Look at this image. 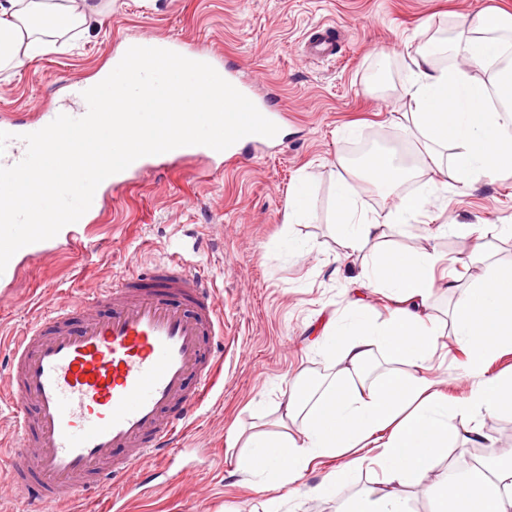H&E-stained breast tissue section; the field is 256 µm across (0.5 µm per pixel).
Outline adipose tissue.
I'll list each match as a JSON object with an SVG mask.
<instances>
[{"mask_svg": "<svg viewBox=\"0 0 512 512\" xmlns=\"http://www.w3.org/2000/svg\"><path fill=\"white\" fill-rule=\"evenodd\" d=\"M111 7L112 0H0V71L54 47L69 31H89ZM447 49L455 61L446 67L436 66L427 48L407 53L404 117L418 148L404 158L386 152L376 162L357 164L363 182L391 194L396 185L443 165L454 187L470 188L512 167V13L499 10L475 22L460 21ZM477 69L489 73V80L476 79ZM425 205V196L399 195L387 210L369 213L360 209L352 183L340 180L336 210L343 244L361 249L383 238L390 225L416 220ZM476 253L487 260L486 272L466 289L453 330L470 354L468 371L476 378L470 395L449 405L425 376L437 346L426 313L437 286V256L377 253L361 276L366 286L384 290L395 308L378 321L352 304L347 322L324 333L337 355L331 379L282 394L286 417L301 422L299 434L252 435L235 460L238 472L257 477L259 487L270 491L266 512H279L273 490L298 482L320 458L343 461L330 482L334 488L375 465L388 485L411 484L434 497L437 512H512V455L462 475L437 469L440 449L457 432L456 418L512 402V377L482 370L486 359L512 345V266L491 262L486 245H478ZM378 348L402 360L405 370L365 379L363 367ZM435 472L439 480L430 481Z\"/></svg>", "mask_w": 512, "mask_h": 512, "instance_id": "1", "label": "adipose tissue"}]
</instances>
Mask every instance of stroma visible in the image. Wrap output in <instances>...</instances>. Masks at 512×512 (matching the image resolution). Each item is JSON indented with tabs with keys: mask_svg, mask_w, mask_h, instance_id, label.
<instances>
[{
	"mask_svg": "<svg viewBox=\"0 0 512 512\" xmlns=\"http://www.w3.org/2000/svg\"><path fill=\"white\" fill-rule=\"evenodd\" d=\"M512 12V0H114L73 47L36 54L0 72V124H38L43 112L74 107L73 84L87 82L125 41L181 38L217 58H229L259 92L288 113L279 139L263 156L242 155L214 165L197 155L149 171L105 192L84 247L65 238L46 243L32 260L0 279V336L19 335L40 314L80 301L130 270L182 258L205 278L224 311V363L203 402L187 418L177 463L148 460L151 481L118 498L85 504L84 512H263L266 493L236 471L229 430L243 436L276 429L281 392L301 374L327 378L331 349L317 342L325 326L343 319L349 302L387 317L393 304L356 281L373 245L351 257L337 233L336 183L367 132H382L374 150L403 152L410 140L398 117L408 49L447 44L461 17ZM337 29L335 56L311 59L303 46L319 26ZM440 187L422 216L387 232L392 247L431 250L442 259L453 290L437 289L429 314L439 332L429 378L449 402L468 396L469 353L453 336L463 293L485 271L471 261L476 244L492 242L498 263L512 264V169L472 188ZM303 199L300 223L289 224L290 200ZM469 224L464 239L454 225ZM447 458L465 467L474 458L463 431L479 428L499 455L512 452V406L456 419ZM338 466L318 459L301 480L281 489L279 512H338L374 486L362 471L337 492L318 487Z\"/></svg>",
	"mask_w": 512,
	"mask_h": 512,
	"instance_id": "1",
	"label": "stroma"
}]
</instances>
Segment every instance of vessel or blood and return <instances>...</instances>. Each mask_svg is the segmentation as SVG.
<instances>
[{
    "instance_id": "b4317fda",
    "label": "vessel or blood",
    "mask_w": 512,
    "mask_h": 512,
    "mask_svg": "<svg viewBox=\"0 0 512 512\" xmlns=\"http://www.w3.org/2000/svg\"><path fill=\"white\" fill-rule=\"evenodd\" d=\"M224 78L275 124L285 112L256 97L233 62ZM31 126L10 127L0 167L20 162ZM184 146L139 158L106 178L114 190L168 162L204 153ZM222 307L207 282L179 258L134 271L84 300L39 317L14 340L0 373V398L11 402L18 437L8 454L12 485L25 512H79L90 495L148 481L140 464L169 451L181 422L208 387L222 340Z\"/></svg>"
}]
</instances>
